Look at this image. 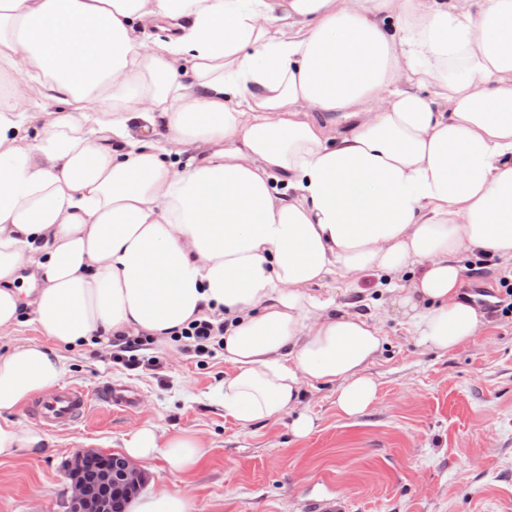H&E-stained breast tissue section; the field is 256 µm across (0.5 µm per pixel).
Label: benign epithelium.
Listing matches in <instances>:
<instances>
[{"mask_svg": "<svg viewBox=\"0 0 512 512\" xmlns=\"http://www.w3.org/2000/svg\"><path fill=\"white\" fill-rule=\"evenodd\" d=\"M71 481L67 512H113L144 486V472L131 460L93 448L76 451L65 469Z\"/></svg>", "mask_w": 512, "mask_h": 512, "instance_id": "obj_1", "label": "benign epithelium"}]
</instances>
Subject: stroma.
<instances>
[{"label": "stroma", "instance_id": "stroma-1", "mask_svg": "<svg viewBox=\"0 0 512 512\" xmlns=\"http://www.w3.org/2000/svg\"><path fill=\"white\" fill-rule=\"evenodd\" d=\"M495 303L487 328L441 353L419 345L400 323L384 318L386 343L369 374L377 398L355 418L336 411V388L308 386L315 428L294 438L287 420L244 429L213 397L230 370L222 355H200L184 343L152 342L126 365L118 346L64 347V384L134 386L141 404L130 412L92 402L65 429L45 428L44 453L0 459V512H63L64 461L77 449L120 452L127 434L150 422L191 431L207 444L189 475L170 473L163 458L145 463L146 492L188 483L193 512H313L342 500L344 512H512V295L500 259L473 262ZM159 369H150L148 359Z\"/></svg>", "mask_w": 512, "mask_h": 512}]
</instances>
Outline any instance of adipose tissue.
I'll return each mask as SVG.
<instances>
[{"label":"adipose tissue","mask_w":512,"mask_h":512,"mask_svg":"<svg viewBox=\"0 0 512 512\" xmlns=\"http://www.w3.org/2000/svg\"><path fill=\"white\" fill-rule=\"evenodd\" d=\"M164 37L145 40L146 24ZM0 458L62 346L224 326L240 427L314 420L305 385L363 414L382 319L329 282L369 274L432 350L487 326L462 258L512 262V0H0ZM131 459L182 474L188 431Z\"/></svg>","instance_id":"1"}]
</instances>
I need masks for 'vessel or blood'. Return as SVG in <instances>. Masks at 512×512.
<instances>
[{"mask_svg":"<svg viewBox=\"0 0 512 512\" xmlns=\"http://www.w3.org/2000/svg\"><path fill=\"white\" fill-rule=\"evenodd\" d=\"M98 399L112 409L127 411L138 403L136 391L128 386L102 385L89 393L79 387H67L37 399L32 407L34 419L50 427H65L79 421L90 399Z\"/></svg>","mask_w":512,"mask_h":512,"instance_id":"b4317fda","label":"vessel or blood"}]
</instances>
